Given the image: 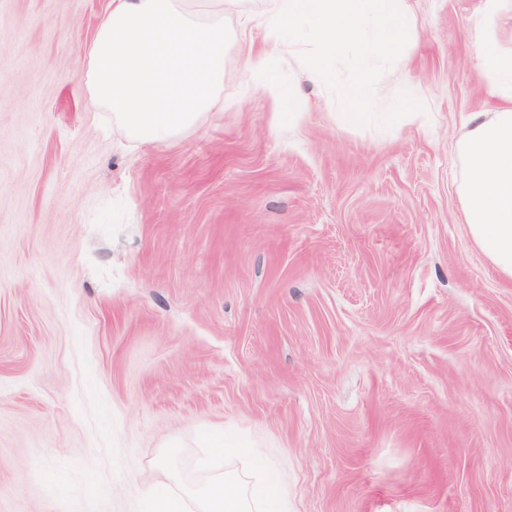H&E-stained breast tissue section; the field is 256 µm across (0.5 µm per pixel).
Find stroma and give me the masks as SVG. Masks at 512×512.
<instances>
[{
  "instance_id": "stroma-1",
  "label": "stroma",
  "mask_w": 512,
  "mask_h": 512,
  "mask_svg": "<svg viewBox=\"0 0 512 512\" xmlns=\"http://www.w3.org/2000/svg\"><path fill=\"white\" fill-rule=\"evenodd\" d=\"M263 3L224 0L223 110L137 146L82 83L110 0H0V512H147L251 448L289 512H512V281L459 194L483 0H404L378 86L426 120L389 130L285 54L282 126Z\"/></svg>"
}]
</instances>
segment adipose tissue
Wrapping results in <instances>:
<instances>
[{"label": "adipose tissue", "instance_id": "ef3b65f1", "mask_svg": "<svg viewBox=\"0 0 512 512\" xmlns=\"http://www.w3.org/2000/svg\"><path fill=\"white\" fill-rule=\"evenodd\" d=\"M112 0L84 66L94 102L140 144L177 138L202 122L224 83V0ZM512 0H485L471 36L486 93L501 102L468 116L458 150L465 160L460 198L468 233L512 280V50L496 38ZM152 512H288L281 482L254 486L235 470L213 472L153 500Z\"/></svg>", "mask_w": 512, "mask_h": 512}]
</instances>
